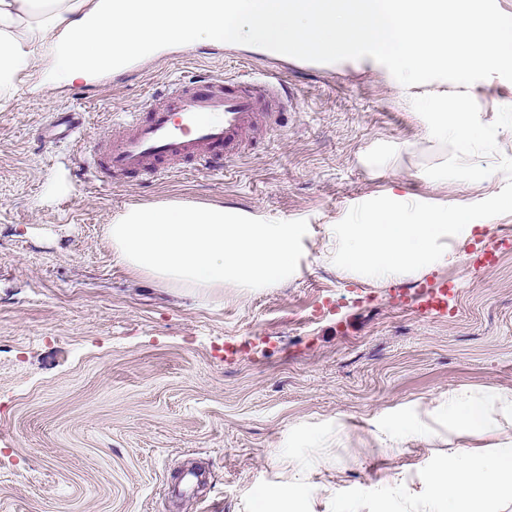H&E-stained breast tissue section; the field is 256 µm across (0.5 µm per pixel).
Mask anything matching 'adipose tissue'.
I'll return each mask as SVG.
<instances>
[{"label": "adipose tissue", "mask_w": 512, "mask_h": 512, "mask_svg": "<svg viewBox=\"0 0 512 512\" xmlns=\"http://www.w3.org/2000/svg\"><path fill=\"white\" fill-rule=\"evenodd\" d=\"M276 46L340 65L383 59L410 105L426 111L427 139L452 142L456 163L442 180L467 176L475 145L488 140L468 93L483 72L512 74V17L482 0H0V101L13 98L37 52L53 43V69L67 79L108 70L116 57L152 48L161 35ZM491 234L487 211L388 192L333 225L336 268L386 283L466 258L475 230ZM512 418V390L483 396L449 392L441 412L399 416L394 439L428 443L440 429L467 438L498 432L494 412ZM426 512H474L476 503L512 496V440L478 453L458 445L430 477Z\"/></svg>", "instance_id": "adipose-tissue-1"}]
</instances>
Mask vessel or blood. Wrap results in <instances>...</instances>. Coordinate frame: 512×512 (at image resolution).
I'll return each instance as SVG.
<instances>
[{
	"instance_id": "vessel-or-blood-1",
	"label": "vessel or blood",
	"mask_w": 512,
	"mask_h": 512,
	"mask_svg": "<svg viewBox=\"0 0 512 512\" xmlns=\"http://www.w3.org/2000/svg\"><path fill=\"white\" fill-rule=\"evenodd\" d=\"M288 105L280 72L265 70L261 81H228L202 76L174 82L128 113L120 136L104 137L85 155L83 165L95 180L117 181L134 174L146 179L167 175L190 162L207 172L220 170L232 150L259 124L278 123ZM76 112H58L40 131L42 143L57 145L81 134ZM424 312H447L455 292L448 283L424 286Z\"/></svg>"
}]
</instances>
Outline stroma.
<instances>
[{
	"label": "stroma",
	"mask_w": 512,
	"mask_h": 512,
	"mask_svg": "<svg viewBox=\"0 0 512 512\" xmlns=\"http://www.w3.org/2000/svg\"><path fill=\"white\" fill-rule=\"evenodd\" d=\"M262 48L221 40L148 56L128 79L96 73L74 96L40 58L0 103V512H422L427 474L459 444L440 433L398 453L371 430L452 389H512V75L470 87L493 146L489 179L438 182L452 145L422 137L385 66L288 57L278 128L248 135L220 172L88 182L77 149L44 147L52 113H84L85 144L116 131L174 77L250 78ZM63 194L50 193L55 178ZM495 214L464 263L376 284L339 273L330 227L392 187ZM167 201L304 219L295 277L276 288H169L117 261L105 235L133 205ZM495 249L494 264L477 257ZM448 280L454 313L401 293Z\"/></svg>",
	"instance_id": "1"
}]
</instances>
